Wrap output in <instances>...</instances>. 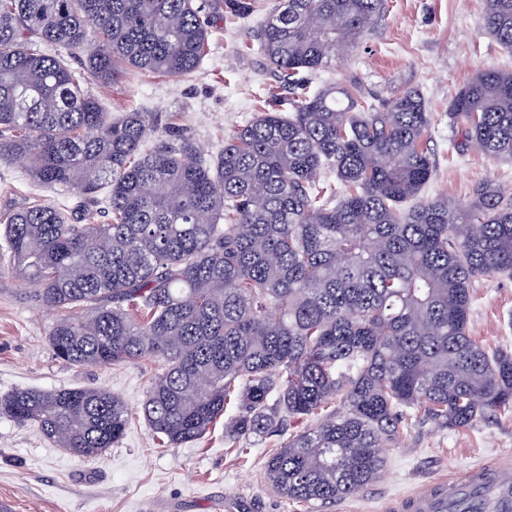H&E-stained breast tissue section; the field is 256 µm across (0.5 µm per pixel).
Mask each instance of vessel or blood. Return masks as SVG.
Segmentation results:
<instances>
[{"label":"vessel or blood","instance_id":"b4317fda","mask_svg":"<svg viewBox=\"0 0 512 512\" xmlns=\"http://www.w3.org/2000/svg\"><path fill=\"white\" fill-rule=\"evenodd\" d=\"M388 512H512V463L475 466L461 478L427 484L422 492L390 498Z\"/></svg>","mask_w":512,"mask_h":512}]
</instances>
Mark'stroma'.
I'll list each match as a JSON object with an SVG mask.
<instances>
[{
	"label": "stroma",
	"mask_w": 512,
	"mask_h": 512,
	"mask_svg": "<svg viewBox=\"0 0 512 512\" xmlns=\"http://www.w3.org/2000/svg\"><path fill=\"white\" fill-rule=\"evenodd\" d=\"M275 0H254L253 12L221 11L208 55L192 73L171 79L127 75L110 86L89 81L104 111L137 110L158 116L157 134L178 130L206 155H217L232 131L258 111H286L269 96L273 78L261 66L256 32ZM484 0H386L374 29L357 48L336 57L316 85L355 81L381 102L419 89L433 114L427 147L434 176L423 195L468 202L492 180L512 188V165L486 157L450 122L448 99L481 68L512 69V51L483 29ZM73 203L75 191L34 186L21 163L0 161V213L33 198ZM470 314L473 338L488 350H512V278L476 282ZM29 283L0 275V397L20 388L92 387L121 397L133 420L124 437L100 458L81 460L47 440L32 424L0 416V504L9 512H382L387 498L420 489L475 465L512 459V407L466 429L425 425L384 448L382 477L326 505L306 506L274 492L264 465L281 442H251L243 458L231 450L223 424L204 439L158 446L143 415L147 390L160 365L77 367L52 353L49 332L57 313L28 299Z\"/></svg>",
	"instance_id": "obj_1"
}]
</instances>
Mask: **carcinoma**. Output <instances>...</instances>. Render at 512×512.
Masks as SVG:
<instances>
[{"label":"carcinoma","mask_w":512,"mask_h":512,"mask_svg":"<svg viewBox=\"0 0 512 512\" xmlns=\"http://www.w3.org/2000/svg\"><path fill=\"white\" fill-rule=\"evenodd\" d=\"M206 7L0 0V160L107 217L74 224L40 199L4 214L0 273L36 284L31 301L59 313L56 358L161 363L144 405L159 446L202 438L230 404L234 444L286 419L299 429L267 458V483L330 503L379 479L381 448L420 424L469 428L512 405V352L470 334L474 280L512 277V194L488 181L467 204L422 196L434 162L418 90L374 105L357 82L313 87L384 0H280L259 50L292 111L255 114L210 160L183 133L156 136L155 113L112 114L87 93L90 77L196 70ZM484 29L512 50V0H485ZM35 40L63 51L35 53ZM448 118L512 163V70H478ZM326 168L339 197L320 186ZM0 414L84 460L129 421L120 397L89 387L19 389Z\"/></svg>","instance_id":"obj_1"}]
</instances>
